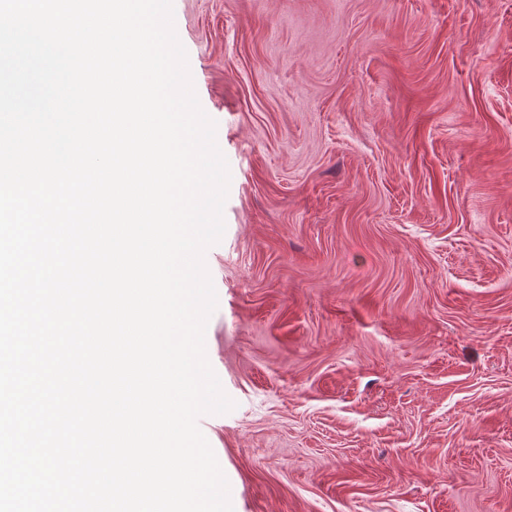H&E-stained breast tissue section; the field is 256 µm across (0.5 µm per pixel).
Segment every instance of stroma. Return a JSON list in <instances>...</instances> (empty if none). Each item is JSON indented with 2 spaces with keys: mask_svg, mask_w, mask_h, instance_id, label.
I'll use <instances>...</instances> for the list:
<instances>
[{
  "mask_svg": "<svg viewBox=\"0 0 512 512\" xmlns=\"http://www.w3.org/2000/svg\"><path fill=\"white\" fill-rule=\"evenodd\" d=\"M231 172L198 424L233 512H512V0H173Z\"/></svg>",
  "mask_w": 512,
  "mask_h": 512,
  "instance_id": "1",
  "label": "stroma"
}]
</instances>
